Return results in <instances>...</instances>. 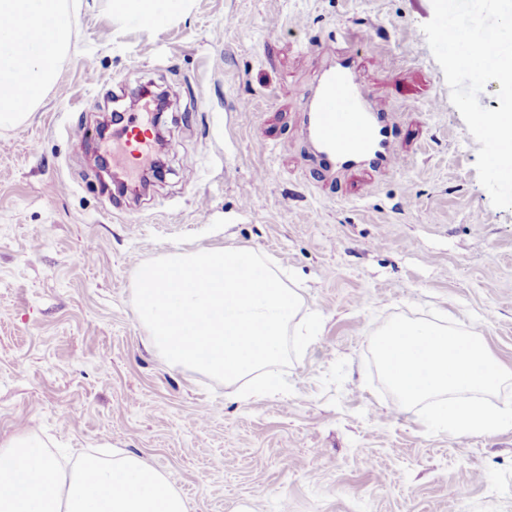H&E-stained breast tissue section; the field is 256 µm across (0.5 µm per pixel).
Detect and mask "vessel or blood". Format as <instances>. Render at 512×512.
Instances as JSON below:
<instances>
[{
  "mask_svg": "<svg viewBox=\"0 0 512 512\" xmlns=\"http://www.w3.org/2000/svg\"><path fill=\"white\" fill-rule=\"evenodd\" d=\"M300 133L320 167L333 174L357 165L397 170L401 157L387 113L375 108L352 59L326 64L301 94ZM155 150V131L137 114L112 130V169L122 182L145 167Z\"/></svg>",
  "mask_w": 512,
  "mask_h": 512,
  "instance_id": "obj_1",
  "label": "vessel or blood"
}]
</instances>
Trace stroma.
<instances>
[{"label":"stroma","mask_w":512,"mask_h":512,"mask_svg":"<svg viewBox=\"0 0 512 512\" xmlns=\"http://www.w3.org/2000/svg\"><path fill=\"white\" fill-rule=\"evenodd\" d=\"M110 4L83 0L53 86L0 129V444L32 432L74 457L122 449L190 512H512V428L430 435L366 383L371 331L420 308L512 371V210L479 182L422 31L431 0H187L158 28ZM338 54L388 112L400 169L320 178L300 94ZM148 82L170 99L167 171L123 198L93 163L98 123ZM225 247L295 273L301 314L323 319L286 370L291 393L239 397L147 343L138 267Z\"/></svg>","instance_id":"obj_1"}]
</instances>
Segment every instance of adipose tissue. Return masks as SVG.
<instances>
[{
    "instance_id": "adipose-tissue-1",
    "label": "adipose tissue",
    "mask_w": 512,
    "mask_h": 512,
    "mask_svg": "<svg viewBox=\"0 0 512 512\" xmlns=\"http://www.w3.org/2000/svg\"><path fill=\"white\" fill-rule=\"evenodd\" d=\"M42 19L40 28L26 35L0 34V128L25 120L26 105L34 104L54 80L57 64L69 41L67 0H0V19ZM22 68L27 88L19 97L13 71Z\"/></svg>"
}]
</instances>
